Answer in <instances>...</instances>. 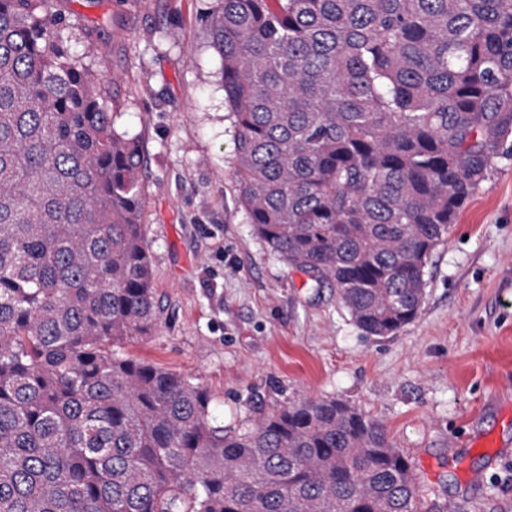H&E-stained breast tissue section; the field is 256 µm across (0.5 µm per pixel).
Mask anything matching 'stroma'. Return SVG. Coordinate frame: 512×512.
Here are the masks:
<instances>
[{
    "label": "stroma",
    "instance_id": "obj_1",
    "mask_svg": "<svg viewBox=\"0 0 512 512\" xmlns=\"http://www.w3.org/2000/svg\"><path fill=\"white\" fill-rule=\"evenodd\" d=\"M104 73L115 129L144 154L142 222L162 308L125 357L200 383L225 428L335 397L407 454L421 512H512V158L499 159L427 268L418 317L365 335L251 233L207 17L215 0H51Z\"/></svg>",
    "mask_w": 512,
    "mask_h": 512
}]
</instances>
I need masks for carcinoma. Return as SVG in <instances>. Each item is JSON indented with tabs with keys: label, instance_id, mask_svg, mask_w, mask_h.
<instances>
[{
	"label": "carcinoma",
	"instance_id": "carcinoma-1",
	"mask_svg": "<svg viewBox=\"0 0 512 512\" xmlns=\"http://www.w3.org/2000/svg\"><path fill=\"white\" fill-rule=\"evenodd\" d=\"M50 0H0V512H419L382 424L299 398L236 430L119 353L160 320L142 151ZM253 234L368 336L512 140V0H217Z\"/></svg>",
	"mask_w": 512,
	"mask_h": 512
}]
</instances>
